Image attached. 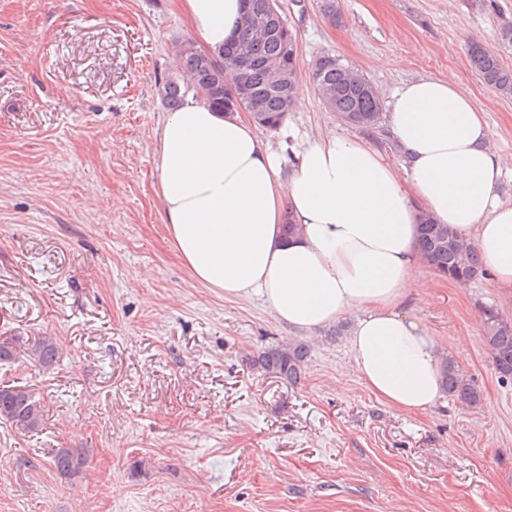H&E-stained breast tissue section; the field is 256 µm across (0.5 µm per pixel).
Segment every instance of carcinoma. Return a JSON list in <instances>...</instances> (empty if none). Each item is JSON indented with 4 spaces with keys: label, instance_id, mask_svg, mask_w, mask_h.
<instances>
[{
    "label": "carcinoma",
    "instance_id": "1",
    "mask_svg": "<svg viewBox=\"0 0 512 512\" xmlns=\"http://www.w3.org/2000/svg\"><path fill=\"white\" fill-rule=\"evenodd\" d=\"M252 14L244 22L239 38L216 52L211 60L186 47L179 51L181 70L168 75L159 86L165 105L177 109L186 93L191 92L200 100L220 112L249 110L257 112L256 123L264 128L277 129L294 99L300 85L298 60L287 56L286 42L280 36L264 40L260 34L271 13L270 0H251ZM261 41L263 55L285 72L284 81L275 83L270 73L261 68L252 70L247 81L255 89L257 98L250 102L232 95V85L225 81L236 80L234 62L240 55ZM471 67L483 82L504 93H512V71L505 68L496 54L478 43L469 46ZM310 80L320 90L319 97L326 107L345 118L346 122L362 128H375L381 122L382 102L379 96L367 94L362 84L366 79L334 55L323 54L311 70ZM422 257L429 268L438 275L459 284H466L482 273L479 254L472 247L464 246L448 227L430 218L424 219L419 242ZM482 340L495 370L503 382L512 381V322L505 319L493 306L480 309ZM309 346L301 340L272 346L251 360V366L265 374H272L290 383L301 379L307 362ZM32 361L44 368L57 363L59 349L56 340L44 336L30 347H22L15 339L0 341V362L12 364L20 359ZM444 387L449 396L470 405L481 402L480 392L461 372L453 361H446ZM0 421L14 424L27 432H34L43 423V407L26 385H5L0 389ZM56 473L64 478L78 476L88 464V453L83 448H57L50 459Z\"/></svg>",
    "mask_w": 512,
    "mask_h": 512
}]
</instances>
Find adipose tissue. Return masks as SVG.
I'll return each mask as SVG.
<instances>
[{
    "instance_id": "1",
    "label": "adipose tissue",
    "mask_w": 512,
    "mask_h": 512,
    "mask_svg": "<svg viewBox=\"0 0 512 512\" xmlns=\"http://www.w3.org/2000/svg\"><path fill=\"white\" fill-rule=\"evenodd\" d=\"M177 8L199 48L239 33L242 0H177ZM388 124L401 158L334 135L309 140L288 163L240 112L189 97L159 131V197L197 282L228 299L259 298L297 330L355 319V375L390 408L418 413L444 395L436 343L402 309L430 286L420 224L430 216L447 225L512 295V203L498 193L512 158L488 146L470 91L444 79L404 83Z\"/></svg>"
}]
</instances>
